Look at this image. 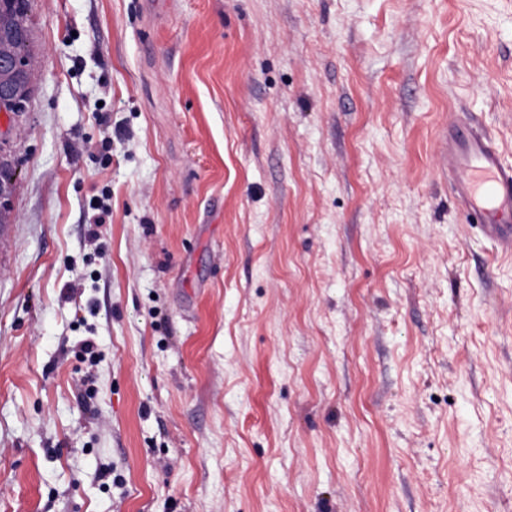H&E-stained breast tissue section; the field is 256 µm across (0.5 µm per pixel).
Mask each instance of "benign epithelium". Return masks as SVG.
<instances>
[{
	"mask_svg": "<svg viewBox=\"0 0 512 512\" xmlns=\"http://www.w3.org/2000/svg\"><path fill=\"white\" fill-rule=\"evenodd\" d=\"M27 27L18 19L0 17V112H24L30 99L35 59L24 47ZM15 181L12 166L0 161V216L11 209Z\"/></svg>",
	"mask_w": 512,
	"mask_h": 512,
	"instance_id": "1",
	"label": "benign epithelium"
}]
</instances>
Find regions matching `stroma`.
<instances>
[{
    "label": "stroma",
    "mask_w": 512,
    "mask_h": 512,
    "mask_svg": "<svg viewBox=\"0 0 512 512\" xmlns=\"http://www.w3.org/2000/svg\"><path fill=\"white\" fill-rule=\"evenodd\" d=\"M29 25L0 512H512V255L438 149L454 118L512 163V0H31Z\"/></svg>",
    "instance_id": "stroma-1"
}]
</instances>
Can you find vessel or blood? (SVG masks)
Masks as SVG:
<instances>
[{"instance_id": "b4317fda", "label": "vessel or blood", "mask_w": 512, "mask_h": 512, "mask_svg": "<svg viewBox=\"0 0 512 512\" xmlns=\"http://www.w3.org/2000/svg\"><path fill=\"white\" fill-rule=\"evenodd\" d=\"M442 168L472 223L502 252L512 254V164L492 138L472 124L449 122L441 143Z\"/></svg>"}]
</instances>
